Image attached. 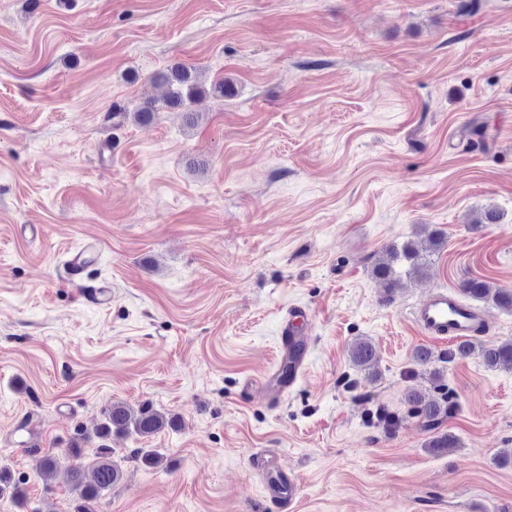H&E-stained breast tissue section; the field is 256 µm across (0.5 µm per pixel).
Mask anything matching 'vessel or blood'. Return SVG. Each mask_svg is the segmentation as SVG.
Listing matches in <instances>:
<instances>
[{
    "mask_svg": "<svg viewBox=\"0 0 512 512\" xmlns=\"http://www.w3.org/2000/svg\"><path fill=\"white\" fill-rule=\"evenodd\" d=\"M101 242L88 237L85 248L73 254L66 263L67 282H75L91 252L99 250ZM308 313L302 308L289 309L280 326V355L288 359L295 372H302L309 344L307 333ZM413 321L421 334L434 341L463 342L485 336L493 328L485 314L462 302L455 292L437 288L430 292L415 308ZM270 503L284 505L297 493L294 480L281 461H274L268 468L266 484Z\"/></svg>",
    "mask_w": 512,
    "mask_h": 512,
    "instance_id": "vessel-or-blood-1",
    "label": "vessel or blood"
}]
</instances>
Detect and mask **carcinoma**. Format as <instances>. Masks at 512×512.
Returning <instances> with one entry per match:
<instances>
[{
    "label": "carcinoma",
    "mask_w": 512,
    "mask_h": 512,
    "mask_svg": "<svg viewBox=\"0 0 512 512\" xmlns=\"http://www.w3.org/2000/svg\"><path fill=\"white\" fill-rule=\"evenodd\" d=\"M152 79L167 86V96L160 107L153 102H147L135 110L132 113L135 122L144 123L152 120L156 112L164 107L182 113L186 126L191 127L198 119L197 113L191 109V104L197 99L207 95L219 99L235 95V87L231 82L216 78L207 87L199 80L193 68L184 65L172 66L157 72ZM426 263L427 256L415 242L408 241L399 247L391 245L385 248L376 260L372 274L385 282L388 288L393 289L399 281L398 269H405V273L409 275L420 274ZM461 291L465 295L479 299L491 296L500 307L512 310V290H493L487 282L471 279L463 282ZM474 354L481 357L490 367L505 366L512 369V341L492 345L460 342L448 353V358L465 359ZM351 358L369 377H376V355L368 340L359 339L354 343ZM408 403L411 412L421 419L423 427L428 431L436 430L450 409L448 397L444 394L430 397L414 391L408 395ZM170 425L172 420L165 418L150 406L134 412L124 406L114 405L104 413V421L96 429L95 437L98 438L99 444L93 448L91 466L84 465L83 449L76 446L62 458L55 454L42 456L36 465L37 474L46 481L64 462L69 469L71 486L79 492L80 499L86 502L96 501L112 490V486L122 478L121 467L112 460L115 450L108 444L112 435L125 434L132 430L140 436L147 437ZM5 493L19 503L26 500V492L22 487L0 475V496Z\"/></svg>",
    "instance_id": "obj_1"
}]
</instances>
